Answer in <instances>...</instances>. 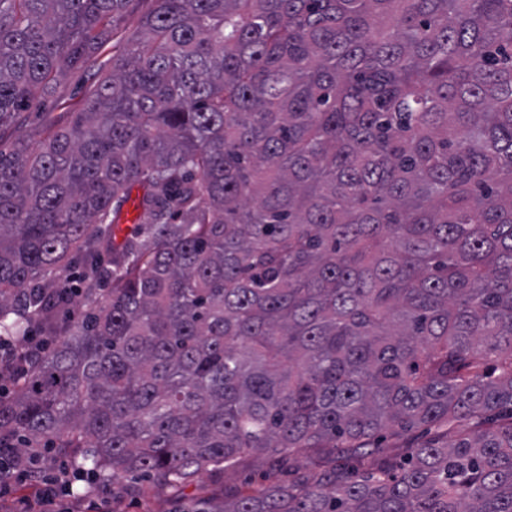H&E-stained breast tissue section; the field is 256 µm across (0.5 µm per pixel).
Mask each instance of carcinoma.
<instances>
[{
	"instance_id": "carcinoma-1",
	"label": "carcinoma",
	"mask_w": 512,
	"mask_h": 512,
	"mask_svg": "<svg viewBox=\"0 0 512 512\" xmlns=\"http://www.w3.org/2000/svg\"><path fill=\"white\" fill-rule=\"evenodd\" d=\"M133 2L0 0V140ZM153 2L0 150V448L183 488L336 457L173 512H512V0ZM152 7L153 2L150 0L136 2L133 12L113 31L99 61L111 60L112 53L120 54L127 48L128 39L137 31L140 15ZM98 62L92 68L75 66L65 69L51 92L37 96L32 107L23 114L21 123L2 140L1 148L9 150L18 138L31 147H37L50 128L72 124L77 117L76 112H81L80 104L88 88L98 78ZM335 465L333 456L305 457L283 456L270 459L266 455L248 454L239 459L233 469L204 471L196 482L188 486L184 493L191 494L195 489L206 494L232 497L237 493L248 492L262 484L276 483L315 467L329 469Z\"/></svg>"
}]
</instances>
